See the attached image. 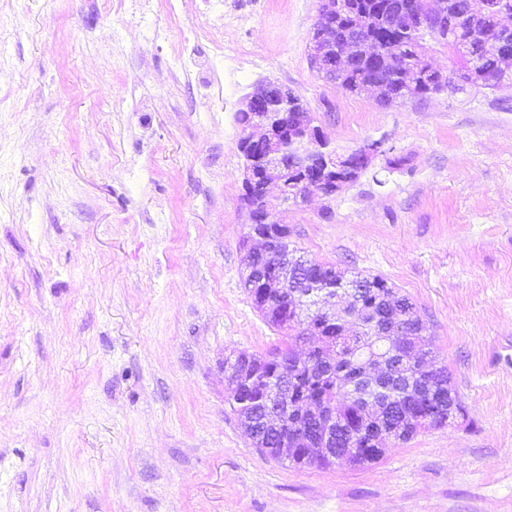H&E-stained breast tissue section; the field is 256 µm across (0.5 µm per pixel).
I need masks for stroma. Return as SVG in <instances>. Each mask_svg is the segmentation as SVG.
Instances as JSON below:
<instances>
[{"label":"stroma","instance_id":"1","mask_svg":"<svg viewBox=\"0 0 512 512\" xmlns=\"http://www.w3.org/2000/svg\"><path fill=\"white\" fill-rule=\"evenodd\" d=\"M227 2L228 105L178 68L202 15L0 0V512H512V87L383 106L312 69L320 0ZM265 81L329 150L380 143L277 219L412 298L465 408L374 463L264 457L226 401L225 360L283 342L242 288L236 116Z\"/></svg>","mask_w":512,"mask_h":512}]
</instances>
